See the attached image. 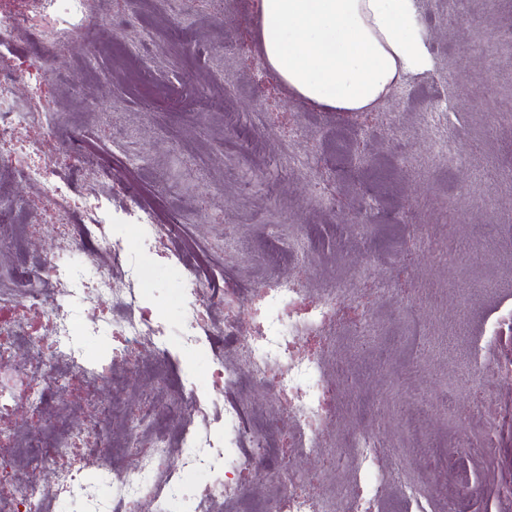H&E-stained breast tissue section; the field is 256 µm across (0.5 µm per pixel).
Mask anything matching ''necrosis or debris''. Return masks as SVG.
<instances>
[{
  "instance_id": "1",
  "label": "necrosis or debris",
  "mask_w": 512,
  "mask_h": 512,
  "mask_svg": "<svg viewBox=\"0 0 512 512\" xmlns=\"http://www.w3.org/2000/svg\"><path fill=\"white\" fill-rule=\"evenodd\" d=\"M55 53V47L44 45L32 59L0 66V115L9 117L0 123V136L32 118L17 100L15 84L47 80ZM41 153V142L32 141L26 154L1 156L0 165L38 186L57 212H66L70 200L63 186L51 179L49 166L33 162ZM83 207L86 223L57 225L54 250L36 265H17L11 287L0 289V361L10 360L13 374L27 383L23 390L0 384V425L13 422L18 404L33 410L23 429L0 440V512H56L64 501L81 503L84 512H173L187 477L195 473L208 476L199 488L198 512H223L225 501L247 497L260 480L277 484L278 512H326L310 478L273 466L269 442L279 432L278 423L256 431L243 406L225 403V393L238 382L235 364L213 369L203 395L192 386L177 398L133 399L115 387L120 367L164 389L169 351L161 322L143 303L124 237L105 230L111 211L98 196L85 199ZM73 255L97 268L93 285L74 271ZM181 262L188 271L181 347L197 348L218 337L235 341L236 301L244 296L257 301L262 316L253 322L250 377L271 391L280 414L290 420L288 453L317 454L323 468H335V454L323 451V436L343 384L322 368L319 339L336 312L339 292L324 293L305 306L296 279L243 289L199 278V271L210 267L206 246ZM63 285L79 298V315L56 305L54 289ZM26 307L41 311L42 334H31L16 317V309ZM217 308L225 311L219 322L210 318ZM105 324L112 341L101 356L88 359L75 339L97 335ZM143 347L157 349L154 364L140 361ZM73 385L79 386V402L88 414L79 427L69 424L54 402L60 390ZM123 446L135 449V463L119 462Z\"/></svg>"
}]
</instances>
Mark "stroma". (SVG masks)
<instances>
[{"mask_svg":"<svg viewBox=\"0 0 512 512\" xmlns=\"http://www.w3.org/2000/svg\"><path fill=\"white\" fill-rule=\"evenodd\" d=\"M433 66L406 75L368 112L295 99L262 62L258 0H89L95 31L56 20L37 0H0L27 27L0 46L17 60L58 42L51 76L19 83L21 101L53 117L55 140L83 136L54 160L71 208L55 214L36 187L0 169L13 221L40 219L21 258L36 262L57 224L82 223L86 196L112 195L116 230L137 255L147 306L169 335L186 304L181 243L164 235L143 254L123 215L138 200L183 221L213 246L211 266L251 288L300 279L308 295L342 288L322 357L350 373L324 448L346 456L356 437L382 448L362 465L321 469L316 455L273 459L319 479L337 508L398 471L377 512H512V0H417ZM242 125L229 128L225 113ZM15 128L0 152L42 138ZM306 253L289 250L294 239ZM0 224V287L19 256ZM449 241L443 264L429 243ZM173 390L203 383L226 346L169 344ZM480 361L478 374L465 370ZM423 419L434 456L416 454L406 426Z\"/></svg>","mask_w":512,"mask_h":512,"instance_id":"35a3bbf8","label":"stroma"}]
</instances>
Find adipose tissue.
I'll list each match as a JSON object with an SVG mask.
<instances>
[{
    "label": "adipose tissue",
    "mask_w": 512,
    "mask_h": 512,
    "mask_svg": "<svg viewBox=\"0 0 512 512\" xmlns=\"http://www.w3.org/2000/svg\"><path fill=\"white\" fill-rule=\"evenodd\" d=\"M258 31L280 81L338 112L370 110L403 75L432 65L414 0H260Z\"/></svg>",
    "instance_id": "obj_1"
}]
</instances>
